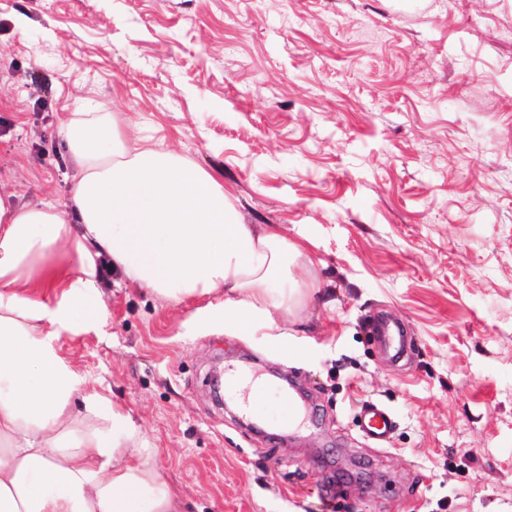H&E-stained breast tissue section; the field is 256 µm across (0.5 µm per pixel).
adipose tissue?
<instances>
[{
  "mask_svg": "<svg viewBox=\"0 0 512 512\" xmlns=\"http://www.w3.org/2000/svg\"><path fill=\"white\" fill-rule=\"evenodd\" d=\"M64 132L79 165L65 202L0 192V512H181L131 413L57 347L106 322L102 260L175 303L223 291L215 323L250 335L280 337L279 314L318 287L290 272L302 244L242 223L205 169L135 146L108 113H74ZM36 286L62 294L28 296Z\"/></svg>",
  "mask_w": 512,
  "mask_h": 512,
  "instance_id": "1",
  "label": "adipose tissue"
}]
</instances>
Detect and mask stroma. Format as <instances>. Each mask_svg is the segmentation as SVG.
<instances>
[{"label": "stroma", "instance_id": "35a3bbf8", "mask_svg": "<svg viewBox=\"0 0 512 512\" xmlns=\"http://www.w3.org/2000/svg\"><path fill=\"white\" fill-rule=\"evenodd\" d=\"M112 112L307 237L290 337L217 292L104 285L61 355L129 409L181 512H512V0H0V192L66 200L60 131ZM401 320L396 363L370 323ZM264 378L261 402L214 375ZM366 400L390 407L385 447ZM363 436L377 445L386 444L395 426L391 410L376 401H365L358 412Z\"/></svg>", "mask_w": 512, "mask_h": 512}]
</instances>
